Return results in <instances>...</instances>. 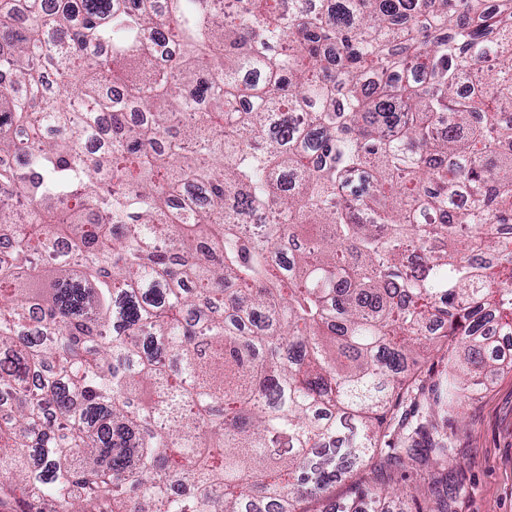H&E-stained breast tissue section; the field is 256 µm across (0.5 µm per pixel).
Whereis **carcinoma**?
I'll list each match as a JSON object with an SVG mask.
<instances>
[{
  "label": "carcinoma",
  "instance_id": "1",
  "mask_svg": "<svg viewBox=\"0 0 512 512\" xmlns=\"http://www.w3.org/2000/svg\"><path fill=\"white\" fill-rule=\"evenodd\" d=\"M507 105L512 0H0V512H297L386 449L448 464L390 414L421 349L457 415L512 337Z\"/></svg>",
  "mask_w": 512,
  "mask_h": 512
}]
</instances>
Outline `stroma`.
Instances as JSON below:
<instances>
[{
  "label": "stroma",
  "mask_w": 512,
  "mask_h": 512,
  "mask_svg": "<svg viewBox=\"0 0 512 512\" xmlns=\"http://www.w3.org/2000/svg\"><path fill=\"white\" fill-rule=\"evenodd\" d=\"M429 419L439 431L454 434V460L448 466L420 464L405 472L369 468L324 496L305 499L300 512H337L357 487L374 485L380 477L400 489L448 480L454 487L448 512H512V371L496 373L486 389L466 399L454 423L437 412Z\"/></svg>",
  "instance_id": "35a3bbf8"
}]
</instances>
